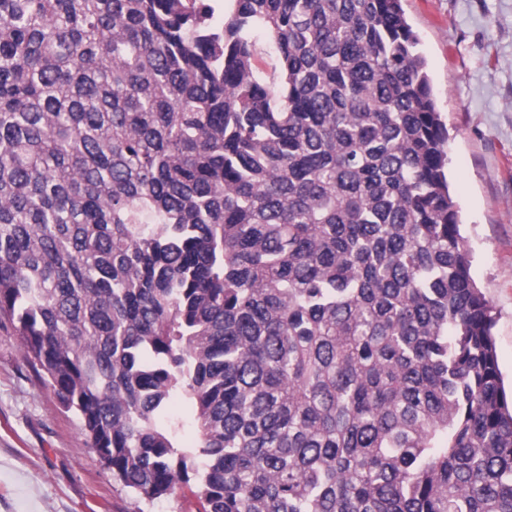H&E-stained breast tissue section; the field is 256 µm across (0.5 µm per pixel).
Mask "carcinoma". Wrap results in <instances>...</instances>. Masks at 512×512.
<instances>
[{"label":"carcinoma","instance_id":"cac0c4a2","mask_svg":"<svg viewBox=\"0 0 512 512\" xmlns=\"http://www.w3.org/2000/svg\"><path fill=\"white\" fill-rule=\"evenodd\" d=\"M418 45L403 0H0V320L140 498L512 512ZM255 48L260 70L264 76H271L278 68V57L263 33L259 32L255 35ZM168 416L175 429L180 450L196 448L197 435L189 419L188 402L183 396L173 398L168 405Z\"/></svg>","mask_w":512,"mask_h":512}]
</instances>
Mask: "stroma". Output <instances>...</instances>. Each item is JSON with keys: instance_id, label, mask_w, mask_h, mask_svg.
Segmentation results:
<instances>
[{"instance_id": "obj_1", "label": "stroma", "mask_w": 512, "mask_h": 512, "mask_svg": "<svg viewBox=\"0 0 512 512\" xmlns=\"http://www.w3.org/2000/svg\"><path fill=\"white\" fill-rule=\"evenodd\" d=\"M448 127V181L471 274L496 317L512 383V0H404ZM175 495L134 497L89 448L0 324V512H193Z\"/></svg>"}]
</instances>
